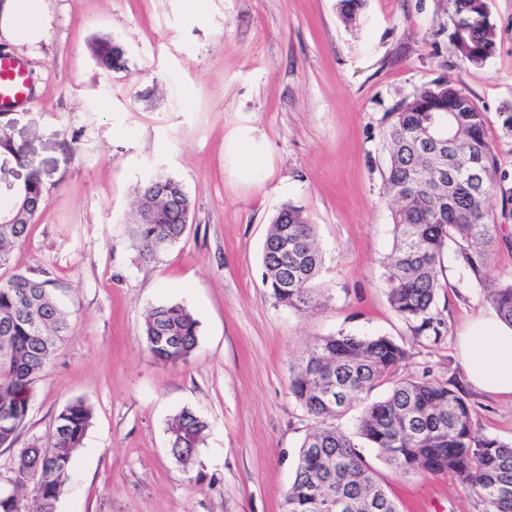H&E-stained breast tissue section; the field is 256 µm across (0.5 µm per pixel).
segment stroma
Here are the masks:
<instances>
[{"instance_id":"obj_1","label":"stroma","mask_w":512,"mask_h":512,"mask_svg":"<svg viewBox=\"0 0 512 512\" xmlns=\"http://www.w3.org/2000/svg\"><path fill=\"white\" fill-rule=\"evenodd\" d=\"M50 0V44L19 52L38 92L5 117L34 160L44 201L10 268L51 279L71 330L37 382L16 449L47 439L71 401L94 418L56 512H282L300 446L315 426L288 390L291 364L319 336H386L429 375L465 396L484 434L512 442V401L470 390L457 338L491 311L443 256L436 311L442 337L413 334L391 308L394 245L384 174L387 112L435 79L487 116L500 167L512 176V0H487L496 50L463 64L448 38V0H364L345 24L337 0ZM119 42L127 65L99 69L95 39ZM180 180L193 200L185 237L139 262L129 234L135 189ZM316 226L322 304L279 305L263 282L269 225L285 205ZM198 319L184 364L148 352L152 304ZM209 429L191 470L172 457L167 423L181 410ZM364 454L399 512H479L445 476L408 475Z\"/></svg>"}]
</instances>
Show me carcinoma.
<instances>
[{"instance_id": "cac0c4a2", "label": "carcinoma", "mask_w": 512, "mask_h": 512, "mask_svg": "<svg viewBox=\"0 0 512 512\" xmlns=\"http://www.w3.org/2000/svg\"><path fill=\"white\" fill-rule=\"evenodd\" d=\"M449 40L456 56L480 68L496 49L495 27L486 0H451ZM98 66L118 71L124 53L110 38L97 40ZM384 140L389 154L385 191L391 203L394 250L386 266L392 309L418 336L441 337L435 313L439 274L448 244L478 284L499 318L512 326V278L489 281L499 242H512V187L500 170L486 136V116L444 79L405 97L390 112ZM29 168L33 161L0 124V167ZM477 166L483 177L467 182L460 174ZM500 192L496 213L487 202ZM40 181L0 189V269H9L12 252L23 245L43 203ZM193 203L183 183L151 176L137 191L131 235L138 260L148 264L185 235ZM263 281L275 300L297 312L316 305L314 281L322 256L315 225L288 205L275 216L262 248ZM70 330L69 315L56 301L49 281L15 271L0 276V447L11 448L24 427L34 386ZM199 321L179 303L146 310L143 336L157 360L177 365L193 355ZM407 351L385 336L338 333L308 344L290 367L289 391L318 426L304 439L294 478L284 501L288 512H314L320 493L324 512H398L393 498L365 459L360 442L406 474L448 476L471 493L481 512H512V442L486 435L475 426L467 400L427 376L393 381L388 396L370 404L365 394L397 374ZM360 408L354 429L336 424ZM93 419L83 400L68 403L43 442L21 448L9 477L13 494L0 493V512H55L76 451ZM208 428L189 409L167 424L169 447L183 467L197 462Z\"/></svg>"}]
</instances>
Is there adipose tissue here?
Wrapping results in <instances>:
<instances>
[{
    "label": "adipose tissue",
    "mask_w": 512,
    "mask_h": 512,
    "mask_svg": "<svg viewBox=\"0 0 512 512\" xmlns=\"http://www.w3.org/2000/svg\"><path fill=\"white\" fill-rule=\"evenodd\" d=\"M53 14L48 0H0V41L28 49L49 42ZM469 384L512 400V326L496 314L474 316L459 338Z\"/></svg>",
    "instance_id": "adipose-tissue-1"
}]
</instances>
